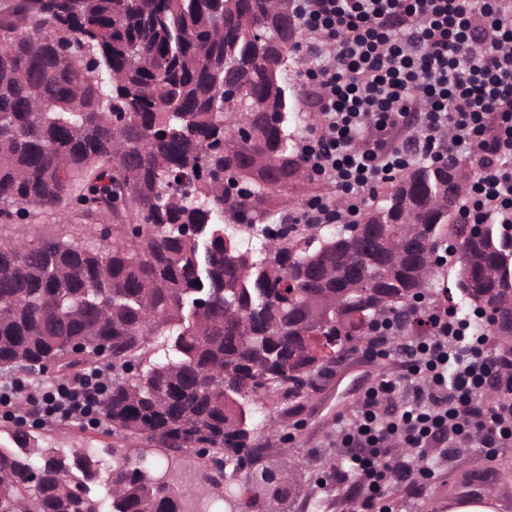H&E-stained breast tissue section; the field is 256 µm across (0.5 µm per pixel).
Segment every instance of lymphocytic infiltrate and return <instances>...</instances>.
<instances>
[{"label": "lymphocytic infiltrate", "mask_w": 512, "mask_h": 512, "mask_svg": "<svg viewBox=\"0 0 512 512\" xmlns=\"http://www.w3.org/2000/svg\"><path fill=\"white\" fill-rule=\"evenodd\" d=\"M308 34L302 78L320 113L301 145L312 179L348 201L316 195L289 212L292 224H352L359 201L412 161L470 153L479 172L464 206L471 224H512V0H293ZM430 329L407 351L408 372L365 392L336 432L367 498L413 471L445 439L502 447L512 440V402L485 407L489 380L512 389V358L445 307L424 311ZM99 374L89 370L49 402L63 417L86 410ZM403 401H396V393Z\"/></svg>", "instance_id": "f902f5d3"}]
</instances>
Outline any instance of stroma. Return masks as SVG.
Masks as SVG:
<instances>
[{"mask_svg":"<svg viewBox=\"0 0 512 512\" xmlns=\"http://www.w3.org/2000/svg\"><path fill=\"white\" fill-rule=\"evenodd\" d=\"M353 360L371 363L372 377L365 380L357 378L352 370L342 371L341 384L349 388L347 398L337 399V386L327 384L306 403L301 414L285 420L272 413L263 417L258 436L267 450L258 461V468L289 472L291 483L308 490L304 499L311 504L309 512H320L317 500L321 497L329 504L327 512H448L449 500L478 497L488 491L496 497L498 512H512V443L492 454L476 443L449 449L445 454L433 449L429 475L417 473L408 480L390 483L370 508H362L356 476L342 481L336 478L334 467L343 461L334 447L336 428L340 420L353 418L370 381L405 373L407 358L402 352L379 358L362 349L354 354ZM15 379L14 373L0 370V391L10 392L7 399L0 400L1 445L6 444L8 430L21 418L41 424L44 434L52 436L57 448L100 447L107 443L108 438L101 430L85 429L84 416L71 417L72 431L61 437L54 433L61 422L59 416L31 407L19 412V399L38 391L49 392L58 380L49 377L36 384L19 385ZM479 469L486 473L480 485L465 486V479ZM304 499L294 494L281 501L261 498L250 504L246 512H299L298 505Z\"/></svg>","mask_w":512,"mask_h":512,"instance_id":"obj_1","label":"stroma"}]
</instances>
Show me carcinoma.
I'll list each match as a JSON object with an SVG mask.
<instances>
[{
	"mask_svg": "<svg viewBox=\"0 0 512 512\" xmlns=\"http://www.w3.org/2000/svg\"><path fill=\"white\" fill-rule=\"evenodd\" d=\"M291 0H0V368L80 376L106 344L103 434L165 457L209 448L251 468L256 414L301 413L379 325L392 344L451 276L479 313L512 314V231L462 218L472 170L420 160L334 233L275 210L303 180L284 74ZM245 123L249 134L235 136ZM448 246L450 271L428 249ZM345 299L334 304L336 291ZM0 446V512H187L210 503L174 468L107 443L63 452L21 427ZM288 495L263 469L224 493Z\"/></svg>",
	"mask_w": 512,
	"mask_h": 512,
	"instance_id": "1",
	"label": "carcinoma"
}]
</instances>
